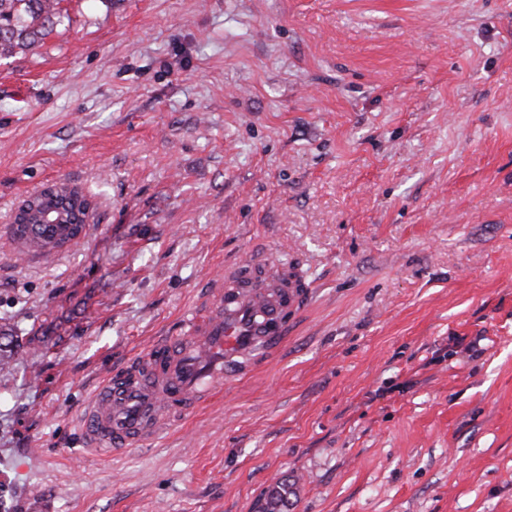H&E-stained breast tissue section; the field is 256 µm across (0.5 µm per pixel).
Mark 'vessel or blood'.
Instances as JSON below:
<instances>
[{"label":"vessel or blood","mask_w":512,"mask_h":512,"mask_svg":"<svg viewBox=\"0 0 512 512\" xmlns=\"http://www.w3.org/2000/svg\"><path fill=\"white\" fill-rule=\"evenodd\" d=\"M309 290L284 265L261 274L245 262L225 268L180 335L105 376L78 420L87 451L109 458L144 445L252 372L281 344Z\"/></svg>","instance_id":"vessel-or-blood-1"}]
</instances>
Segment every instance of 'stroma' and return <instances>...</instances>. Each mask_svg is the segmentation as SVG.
Here are the masks:
<instances>
[{
  "label": "stroma",
  "instance_id": "1",
  "mask_svg": "<svg viewBox=\"0 0 512 512\" xmlns=\"http://www.w3.org/2000/svg\"><path fill=\"white\" fill-rule=\"evenodd\" d=\"M0 59V512H512V0H69ZM94 215L21 260L19 203ZM299 262L282 347L93 458L107 371ZM66 182L72 186L73 191L71 194L63 196V197L69 198L67 208L65 207L62 209V212L65 213V215L67 217V221L69 223V224H64V226H65L64 230L66 231L65 238H64L65 240L76 237L82 230V226H83L82 224L90 223V219H91V216H92V213L94 210V207L90 206L86 210V214L84 216H82V220H83L82 224H73L77 220H79L77 213L84 214V205L87 203L88 198L83 193V191L81 190L80 187H78L77 185L72 184L68 181H66ZM79 236H81V234H79L77 237H79Z\"/></svg>",
  "mask_w": 512,
  "mask_h": 512
}]
</instances>
